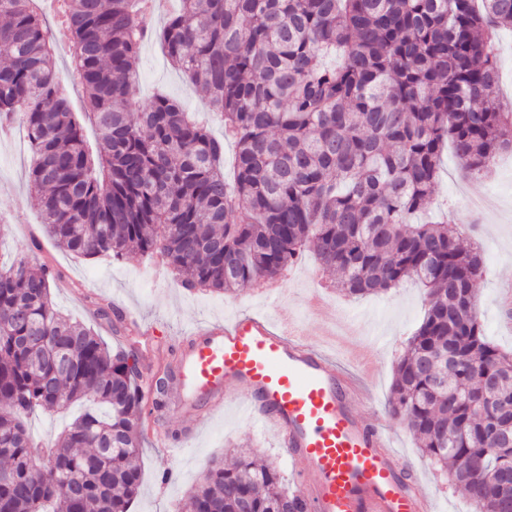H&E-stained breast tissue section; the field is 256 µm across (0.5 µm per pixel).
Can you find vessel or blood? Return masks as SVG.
Listing matches in <instances>:
<instances>
[{"label": "vessel or blood", "mask_w": 512, "mask_h": 512, "mask_svg": "<svg viewBox=\"0 0 512 512\" xmlns=\"http://www.w3.org/2000/svg\"><path fill=\"white\" fill-rule=\"evenodd\" d=\"M206 406L194 429L236 407L271 429L291 460L306 512H433L403 477L384 424L360 408L364 378L313 346L290 318L243 313L194 329L180 347L178 390Z\"/></svg>", "instance_id": "obj_1"}]
</instances>
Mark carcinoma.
Segmentation results:
<instances>
[{
  "label": "carcinoma",
  "mask_w": 512,
  "mask_h": 512,
  "mask_svg": "<svg viewBox=\"0 0 512 512\" xmlns=\"http://www.w3.org/2000/svg\"><path fill=\"white\" fill-rule=\"evenodd\" d=\"M156 33L236 146L164 95L129 119L148 0H63L75 76L98 131L88 146L35 0H0V121L21 122L29 183L54 243L83 258L157 254L190 292L233 294L285 275L311 249L350 297L406 280L426 291L395 364L389 414L476 512H512V353L488 341L480 252L431 203L442 148L463 171L512 152L497 36L512 0H180ZM56 274L0 264V505L8 512H129L144 409L164 378L54 309ZM85 411L46 447L36 409ZM189 512H303L277 468L211 462Z\"/></svg>",
  "instance_id": "carcinoma-1"
}]
</instances>
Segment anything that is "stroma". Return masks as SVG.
<instances>
[{
	"label": "stroma",
	"mask_w": 512,
	"mask_h": 512,
	"mask_svg": "<svg viewBox=\"0 0 512 512\" xmlns=\"http://www.w3.org/2000/svg\"><path fill=\"white\" fill-rule=\"evenodd\" d=\"M139 83L131 115L141 105L163 93L188 111L204 109V94L167 63L158 39L144 45L138 66ZM31 153L22 128L0 137V256L25 254L33 268L49 266L59 278L52 292L63 314L93 327L108 344H115L111 323L99 319L102 307L133 311L138 325L127 338L135 346L138 367L150 375L162 369L176 354L179 337L197 325L221 321L243 311L276 319L293 315L304 323L309 338L333 352L323 341V324L331 322L337 335L366 344L365 357L373 367L366 381L377 411L387 409L394 366L405 339L415 330L424 311L425 291L407 282L379 296L353 299L333 286L335 277L324 271L313 251H305L282 280L251 286L232 295L188 293L171 274H157L154 259L129 255L122 260L78 259L56 247L40 229L41 214L30 197L28 168ZM479 201L474 212L465 200ZM452 210L454 221L468 237L481 243L489 269L477 289V302L490 341L512 351V333L500 324L501 286L512 282V155L501 156L491 177L465 175L451 150H444L438 183L431 202L432 213ZM184 430L191 414L166 407L161 418H148L142 426L143 448L139 464L140 491L131 512H186L184 504L192 488L212 460L231 461L239 446H247L275 466L291 491H298L296 465L274 434L259 423L247 421L236 410L207 422L202 433L187 447L160 446L158 426ZM387 428L398 452L397 466L411 473L423 492L431 494L433 512H469L462 490L448 485L421 456L405 423L387 419Z\"/></svg>",
	"instance_id": "35a3bbf8"
}]
</instances>
